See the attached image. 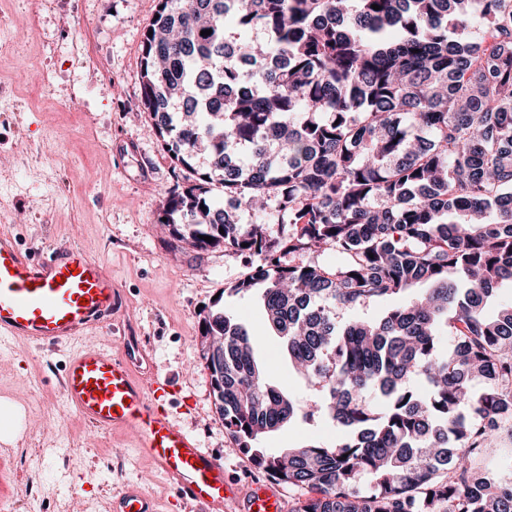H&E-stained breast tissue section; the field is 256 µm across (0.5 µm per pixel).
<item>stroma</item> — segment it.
Listing matches in <instances>:
<instances>
[{"label":"stroma","mask_w":512,"mask_h":512,"mask_svg":"<svg viewBox=\"0 0 512 512\" xmlns=\"http://www.w3.org/2000/svg\"><path fill=\"white\" fill-rule=\"evenodd\" d=\"M158 0H0V26L17 34L0 54V226L28 250L74 244L110 275L124 295L112 332L137 337L139 376L169 377L179 388L171 413L205 450L223 457L230 480L249 488L263 472L235 448L214 405L211 380L195 341L202 306L245 271L244 259L217 247L172 248L160 224L167 192L187 182L138 105L141 42ZM27 221H19L22 210ZM225 310L254 331V357L270 384L306 401L316 393L266 325L257 296L229 297ZM70 346L40 352L11 344L0 359V401L17 430L0 437V500L25 512L34 486L43 512H109L113 495L138 485L157 512L176 506L132 436L103 431L67 407L61 389ZM343 435L323 413L296 417L265 447L285 450Z\"/></svg>","instance_id":"1"}]
</instances>
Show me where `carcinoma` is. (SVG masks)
<instances>
[{"mask_svg":"<svg viewBox=\"0 0 512 512\" xmlns=\"http://www.w3.org/2000/svg\"><path fill=\"white\" fill-rule=\"evenodd\" d=\"M160 6L140 103L176 164H206L168 192L171 246L247 258L224 294L260 293L321 389L314 408L348 430L334 446L259 447L299 406L218 298L196 341L234 446L306 491L295 512H512V482L483 472L484 448L512 437V302L489 309L512 284V0ZM327 250L337 264L319 263ZM385 297L398 302L382 317L336 323Z\"/></svg>","mask_w":512,"mask_h":512,"instance_id":"obj_1","label":"carcinoma"}]
</instances>
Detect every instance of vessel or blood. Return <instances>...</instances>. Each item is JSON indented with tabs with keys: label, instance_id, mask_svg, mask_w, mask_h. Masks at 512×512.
<instances>
[{
	"label": "vessel or blood",
	"instance_id": "vessel-or-blood-1",
	"mask_svg": "<svg viewBox=\"0 0 512 512\" xmlns=\"http://www.w3.org/2000/svg\"><path fill=\"white\" fill-rule=\"evenodd\" d=\"M119 300V288L82 248H52L31 256L12 232L0 231V343L56 346L111 319ZM131 358L130 346L117 339L107 347L80 348L64 367L65 404L98 428L130 432L179 496L202 512H224L226 502L238 499L244 512H282L276 483H253L244 495L226 480L223 459L201 448L171 419L170 379L138 378ZM112 512L154 509L144 491L131 486L113 501Z\"/></svg>",
	"mask_w": 512,
	"mask_h": 512
}]
</instances>
